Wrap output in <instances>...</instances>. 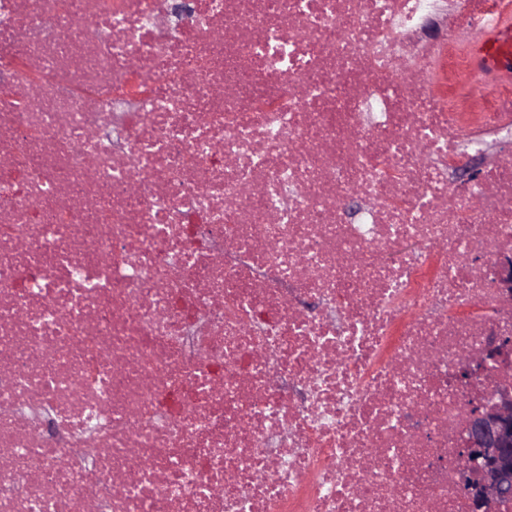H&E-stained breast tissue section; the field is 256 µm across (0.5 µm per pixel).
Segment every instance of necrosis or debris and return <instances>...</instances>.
Masks as SVG:
<instances>
[{
  "label": "necrosis or debris",
  "mask_w": 512,
  "mask_h": 512,
  "mask_svg": "<svg viewBox=\"0 0 512 512\" xmlns=\"http://www.w3.org/2000/svg\"><path fill=\"white\" fill-rule=\"evenodd\" d=\"M512 0H0V512H472L512 364ZM474 76L496 88L512 82V19L486 29L467 46ZM495 276L497 288L503 302L512 300V252H502L495 259ZM512 339L509 336H498L487 346L485 352L477 358L470 359L458 366L457 377L460 380L476 379L483 375L486 365L500 357L511 353Z\"/></svg>",
  "instance_id": "necrosis-or-debris-1"
}]
</instances>
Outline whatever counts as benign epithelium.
<instances>
[{"label": "benign epithelium", "mask_w": 512, "mask_h": 512, "mask_svg": "<svg viewBox=\"0 0 512 512\" xmlns=\"http://www.w3.org/2000/svg\"><path fill=\"white\" fill-rule=\"evenodd\" d=\"M497 288L503 301L512 300V252L495 259ZM512 351V338L498 336L485 352L458 366L461 380L483 375L486 365ZM467 439L461 449V478L472 491L476 507L512 501V389L499 387L491 401L469 407L466 416Z\"/></svg>", "instance_id": "7a95c632"}]
</instances>
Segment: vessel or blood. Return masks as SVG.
<instances>
[{"instance_id":"b4317fda","label":"vessel or blood","mask_w":512,"mask_h":512,"mask_svg":"<svg viewBox=\"0 0 512 512\" xmlns=\"http://www.w3.org/2000/svg\"><path fill=\"white\" fill-rule=\"evenodd\" d=\"M475 77L497 87L512 82V19L486 29L467 46Z\"/></svg>"}]
</instances>
